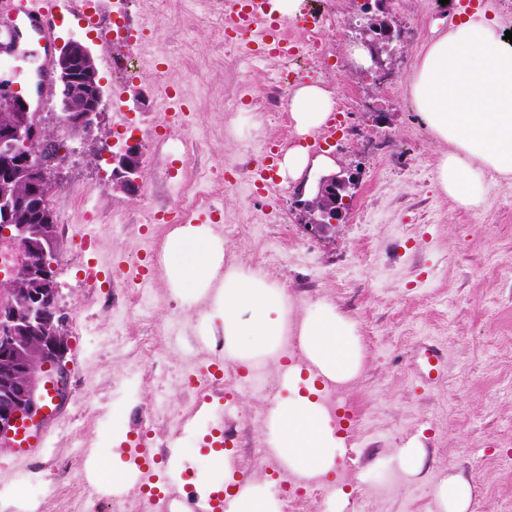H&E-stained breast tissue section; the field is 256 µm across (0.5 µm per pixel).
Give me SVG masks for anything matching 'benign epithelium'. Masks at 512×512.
<instances>
[{"label": "benign epithelium", "mask_w": 512, "mask_h": 512, "mask_svg": "<svg viewBox=\"0 0 512 512\" xmlns=\"http://www.w3.org/2000/svg\"><path fill=\"white\" fill-rule=\"evenodd\" d=\"M393 40L392 27L372 19L361 32V45L371 57V70L385 67L382 52ZM55 81L64 87L60 111L53 114L55 124L83 131L74 142L73 151L91 137L101 110L98 107L106 94L91 47L72 38L63 43L53 58ZM11 120L0 123V237L17 245L22 254L34 246L33 234L22 225L12 222L17 195L15 187L26 183L34 187L47 186V169L39 157L26 151L45 129L41 112L30 111L25 99L7 100ZM142 146L127 144L119 153L110 156L112 185L127 193L139 189ZM352 186L351 178L331 175L320 179L315 200L304 203L309 226L324 232L342 216ZM21 280L25 287L4 293L0 306V449L12 447V441L21 425L36 431L46 424L44 390L52 388L58 406H63L69 395L67 364L66 316L57 305L58 288L55 281V263L42 261L27 264L7 278Z\"/></svg>", "instance_id": "7a95c632"}]
</instances>
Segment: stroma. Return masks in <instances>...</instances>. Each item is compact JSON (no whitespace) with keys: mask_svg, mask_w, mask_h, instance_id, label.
Returning a JSON list of instances; mask_svg holds the SVG:
<instances>
[{"mask_svg":"<svg viewBox=\"0 0 512 512\" xmlns=\"http://www.w3.org/2000/svg\"><path fill=\"white\" fill-rule=\"evenodd\" d=\"M324 26L310 34L285 18L295 44L318 42L301 57L302 82L324 79L348 107L351 133L299 136L280 82L288 63L251 55L245 43L224 40L218 0H105V17L126 16L148 26L140 40L105 41L62 10L56 43L81 38L92 47L120 111H103L82 155L54 167L53 182L87 190L98 223L74 214L58 224V305L67 318L70 395L43 429L44 443L26 465L13 449L0 450V482L16 484L0 512H72L73 494L89 465L112 463L133 432L165 434L170 421L154 407L194 410L178 451L153 465L159 489L180 485L184 470L205 485L224 481V460L210 453L208 436L232 433L239 462L234 480L262 481L250 451L262 443L264 416L279 392L253 393L216 385L203 405L167 369L140 357L138 340L181 323V348L193 367L212 359L217 337L201 335V305L176 296L160 268L164 237L180 225L177 184L183 154L195 173L223 166L230 188L194 218L231 225L229 261H240L284 288L301 306L328 301L357 328L364 363L349 407L374 412L382 434L364 426L344 450L365 479L396 449L418 443L426 451L419 475L408 477L380 512H429L433 477L460 475L472 487L469 512L512 507V182L499 181L484 209H462L436 180L441 147L423 127L408 90L436 21L452 22L454 0H380V16L401 38L387 68L367 76L349 53L367 18L363 0H327ZM131 58L133 76L120 81L105 63L110 53ZM143 146L140 189L128 195L101 182L103 144L120 151L126 140ZM302 143L328 151L356 183L342 219L321 234L305 224L298 205L301 180L277 179L274 191L255 189L252 177L268 147ZM374 261L362 264L363 253ZM445 355L441 374L424 380L419 349ZM233 400L240 416L218 421ZM127 412L117 423L114 412Z\"/></svg>","mask_w":512,"mask_h":512,"instance_id":"obj_1","label":"stroma"}]
</instances>
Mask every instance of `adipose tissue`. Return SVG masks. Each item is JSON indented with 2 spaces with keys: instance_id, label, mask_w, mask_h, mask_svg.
<instances>
[{
  "instance_id": "adipose-tissue-1",
  "label": "adipose tissue",
  "mask_w": 512,
  "mask_h": 512,
  "mask_svg": "<svg viewBox=\"0 0 512 512\" xmlns=\"http://www.w3.org/2000/svg\"><path fill=\"white\" fill-rule=\"evenodd\" d=\"M409 92L426 130L446 147L436 171L440 188L462 208H482L492 190L487 173L512 179V42L496 18L478 8L453 21L428 44ZM333 107L316 82L299 87L289 102L303 136L324 125ZM224 258V240L210 222L191 221L167 235L160 263L175 293L206 301L202 327L222 333L229 357L250 365L281 355L289 296ZM298 336L309 365H283V394L269 410L265 442L292 469L325 474L343 443L314 382L355 376L361 353L354 323L328 302L306 309Z\"/></svg>"
}]
</instances>
